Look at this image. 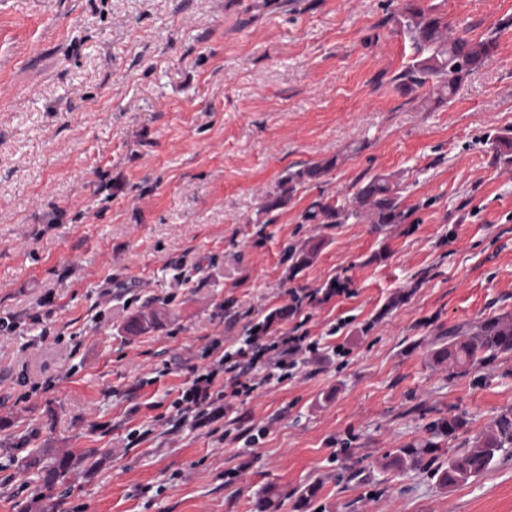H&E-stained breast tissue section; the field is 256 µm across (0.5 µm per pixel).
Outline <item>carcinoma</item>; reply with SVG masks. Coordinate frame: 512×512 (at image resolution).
<instances>
[{"instance_id":"cac0c4a2","label":"carcinoma","mask_w":512,"mask_h":512,"mask_svg":"<svg viewBox=\"0 0 512 512\" xmlns=\"http://www.w3.org/2000/svg\"><path fill=\"white\" fill-rule=\"evenodd\" d=\"M398 32L408 40L413 51L410 62L395 77L397 86L412 91L432 82L441 89L436 103L445 102L454 94L465 76L492 57L496 43L491 38L475 41L449 34L444 16L425 7L418 0H406L396 19ZM495 158L512 165V136L497 135ZM338 158L320 161L288 172L279 182V193L267 208L285 205L297 188L318 182L337 166ZM409 217L398 186L388 175H375L364 181L352 196V204L339 203L334 198L313 202L303 213L306 224H345L350 219H365L380 229L389 224H403ZM319 245L294 246L289 251L292 269L311 264ZM158 324L157 314L151 310L133 315L124 330L130 335L140 333ZM445 340L432 352L436 365L467 367L493 361L498 354L512 351V313L487 316L475 325H460L439 335ZM467 414L458 413L439 417L427 426L428 438L421 443H408L393 455L385 456L382 468L412 469L424 466L432 470V477L443 488L455 487L483 473L505 448L512 449V409L500 413L489 430L474 438L445 462L441 445L467 429ZM94 453L75 454L60 448H37L22 459V470L33 472L40 482V494L53 496L55 489L64 486L71 473L82 465L94 467Z\"/></svg>"}]
</instances>
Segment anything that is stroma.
<instances>
[{
    "instance_id": "1",
    "label": "stroma",
    "mask_w": 512,
    "mask_h": 512,
    "mask_svg": "<svg viewBox=\"0 0 512 512\" xmlns=\"http://www.w3.org/2000/svg\"><path fill=\"white\" fill-rule=\"evenodd\" d=\"M404 0H0V512L38 495L31 448L96 449L53 512H512V455L448 489L379 463L437 417L512 408V352L452 375L455 325L512 313V0H422L495 53L436 104L394 82ZM335 169L271 209L287 171ZM395 175L406 223L306 224L318 197ZM319 244L288 273V248ZM273 324L313 350L204 425L179 392ZM404 302L391 305L396 295ZM152 309L160 327L123 325Z\"/></svg>"
}]
</instances>
